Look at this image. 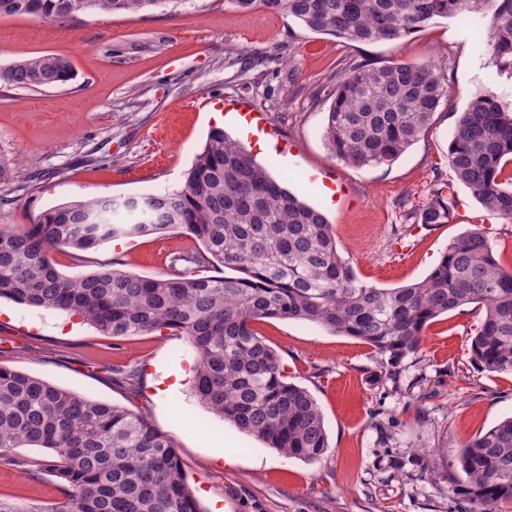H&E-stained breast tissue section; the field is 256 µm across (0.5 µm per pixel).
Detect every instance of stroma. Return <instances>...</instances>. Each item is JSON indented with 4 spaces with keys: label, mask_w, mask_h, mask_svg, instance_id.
I'll use <instances>...</instances> for the list:
<instances>
[{
    "label": "stroma",
    "mask_w": 512,
    "mask_h": 512,
    "mask_svg": "<svg viewBox=\"0 0 512 512\" xmlns=\"http://www.w3.org/2000/svg\"><path fill=\"white\" fill-rule=\"evenodd\" d=\"M470 25L438 18L396 43L347 45L297 21L230 0H166L148 12L94 13L64 22L0 16V67L41 53L68 58L74 77L37 91L0 87V158L16 177L0 200V224H30L58 204L180 189L225 99L268 116L249 142L259 162L324 211L337 249L362 283L397 288L422 280L449 243L484 228L512 270V222L486 211L448 167V144L473 92L512 104V75L479 47ZM246 66L245 77L224 66ZM263 58L250 68L253 58ZM346 58L439 62L448 95L425 134L397 161L357 168L333 159L323 137L332 78ZM440 182L454 186L449 223L419 213ZM340 184L331 201L324 188ZM176 231L103 244L75 257L52 254L62 274L114 263L146 277L169 272L178 252L200 250ZM484 316L468 304L434 319L398 379L369 345L299 320L264 319L254 330L274 348L289 382L306 388L323 415L329 447L304 461L239 432L199 403L189 377L195 353L172 331L113 339L79 316L0 301V366L89 399L139 409L176 444L202 512H466L448 491L462 446L512 416V375L483 371L471 339ZM140 371L132 394L127 374ZM182 385L167 403L156 390ZM233 463H224V456ZM0 464V496L46 508L64 495L54 458L18 448Z\"/></svg>",
    "instance_id": "1"
}]
</instances>
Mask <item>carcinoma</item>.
<instances>
[{"mask_svg": "<svg viewBox=\"0 0 512 512\" xmlns=\"http://www.w3.org/2000/svg\"><path fill=\"white\" fill-rule=\"evenodd\" d=\"M162 0H0V15L64 21L94 12L148 10ZM262 6L346 44L395 43L436 18L478 17L475 35L512 74V0H231ZM70 60L40 54L0 68V84L38 90L72 79ZM448 95L435 63L347 62L336 70L324 139L330 154L363 167L392 164L428 128ZM512 161V106L488 89L472 94L448 146L455 180L487 210L512 221V188L499 176ZM433 191L422 224H446L455 201ZM109 210L106 198L73 200L25 227L0 225V300L70 312L103 336L162 329L197 355L198 401L240 431L293 458L329 448L312 395L287 381L281 358L253 330L261 319L313 322L373 347L397 365L418 350L425 326L467 304L484 318L472 339L488 373L512 374V272L480 229L455 238L421 281L399 288L361 283L337 250L332 224L283 187L221 129L195 156L181 189ZM178 230L203 251L175 255L167 276L115 266L66 276L51 254L85 252L119 238ZM235 276L204 274L213 263ZM50 450L66 501L47 509L0 498V512H201L174 441L146 414L93 401L39 377L0 367V460L15 448ZM457 463L468 512L512 502V417L468 442Z\"/></svg>", "mask_w": 512, "mask_h": 512, "instance_id": "1", "label": "carcinoma"}]
</instances>
